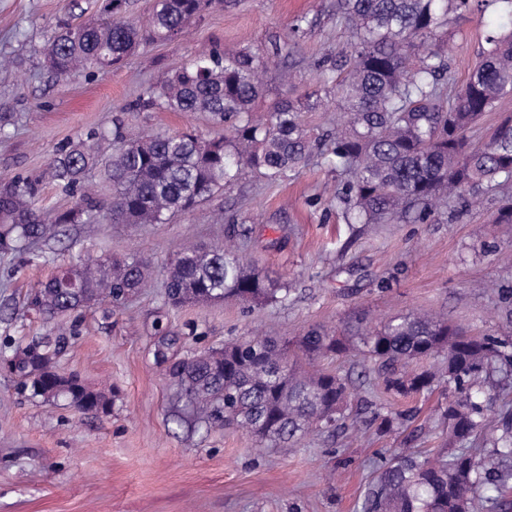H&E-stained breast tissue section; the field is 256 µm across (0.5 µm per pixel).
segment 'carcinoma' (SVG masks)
Masks as SVG:
<instances>
[{
    "label": "carcinoma",
    "mask_w": 512,
    "mask_h": 512,
    "mask_svg": "<svg viewBox=\"0 0 512 512\" xmlns=\"http://www.w3.org/2000/svg\"><path fill=\"white\" fill-rule=\"evenodd\" d=\"M212 0H153L144 22L120 17L127 0H105L101 18L56 21L53 39L41 50L45 67L58 78L96 68L119 67L139 47L165 42L183 30ZM476 0H338L337 15L351 33L348 53L318 66L329 72L343 120L325 137L305 128L302 109L276 103L266 122L249 119L262 94L261 61L248 53L217 49L198 54L162 85L149 88L136 106L143 111L208 114L226 136L205 140L187 128L175 134L130 138L121 121L112 134L92 130L59 150L44 178L75 198L55 213L37 207L41 180L16 177L0 182V252H21L38 241L58 238L65 224H162L171 215L208 199L231 184L244 168L270 181L288 179L328 141L336 171L347 176L341 197L360 224H385L413 216L424 223L448 212L453 201L475 203L492 187L512 185V117L489 142L472 145L466 131L484 112L512 95V27L486 37L482 60L459 86L445 80L452 46L438 39L448 13H463ZM100 168L112 184L101 207L77 194L86 173ZM149 266L136 257L72 266L41 285L31 299L52 318L99 298L115 308L148 287ZM165 286L175 305L234 299L258 304L277 299L286 286L250 268L234 248L185 244L165 269ZM359 339L384 375L385 388L410 397L432 389L437 376L448 383L452 449L432 456L401 452L376 466L364 491L362 512H512L506 490L512 483V409L488 414L498 395L480 378L492 365L512 371V337L468 339L432 313H407L382 327L364 326ZM36 337L9 361L20 387L46 403L65 399L78 411L106 414L112 399L56 370L55 358L68 343ZM176 336H161L155 357L189 416L207 428L236 426L267 447L288 449L295 438L330 429L341 419L349 384L318 367L347 351L346 343L319 328L295 344L309 368L297 367L288 343L248 336L174 358ZM443 358L441 374L403 372L413 362ZM482 437L487 451L462 444Z\"/></svg>",
    "instance_id": "obj_1"
}]
</instances>
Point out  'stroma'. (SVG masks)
I'll use <instances>...</instances> for the list:
<instances>
[{"mask_svg": "<svg viewBox=\"0 0 512 512\" xmlns=\"http://www.w3.org/2000/svg\"><path fill=\"white\" fill-rule=\"evenodd\" d=\"M99 0H0V181L41 176L67 143L121 119L131 136L171 134L184 114L139 112L134 105L201 50L247 51L264 62V95L252 107L262 120L277 99H297L323 76L316 61L344 55L350 34L336 0H215L181 36L139 48L110 72L58 79L40 51L57 19ZM506 16L497 5L448 16L441 36L458 49L456 81L479 65L488 30ZM193 122L204 138L224 129L207 114ZM343 177L324 156L284 182L246 169L193 210L165 224H69L61 240L27 254L0 253V512H361L378 453L439 447L447 384L415 398L387 392L362 345L324 360L353 391L345 418L389 416V431L313 432L288 450L266 448L239 428L177 424L181 411L154 357L159 328L177 333L180 351L219 347L251 331L294 337L322 325L348 334L358 317L437 312L467 334L512 335L504 297L512 293V224L494 223L503 193L427 223L351 224L339 200ZM250 228L242 238V228ZM234 241L247 262L282 277L287 300L246 306L235 300L171 306L167 263L186 243ZM136 255L153 281L125 309L101 301L48 320L30 299L51 275L88 261ZM75 327L78 336L57 365L91 387L114 386L109 413L78 412L21 395L6 359L34 336Z\"/></svg>", "mask_w": 512, "mask_h": 512, "instance_id": "obj_1", "label": "stroma"}]
</instances>
